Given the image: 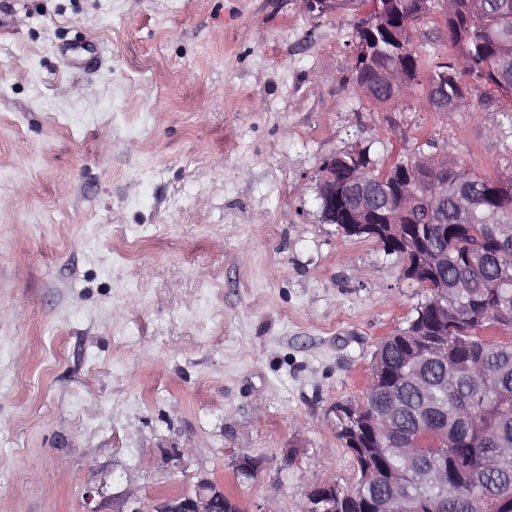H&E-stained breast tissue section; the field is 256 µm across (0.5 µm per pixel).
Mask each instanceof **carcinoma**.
Masks as SVG:
<instances>
[{"instance_id": "1", "label": "carcinoma", "mask_w": 512, "mask_h": 512, "mask_svg": "<svg viewBox=\"0 0 512 512\" xmlns=\"http://www.w3.org/2000/svg\"><path fill=\"white\" fill-rule=\"evenodd\" d=\"M455 12L444 20L448 31V57L436 60L413 51L416 39L393 43L387 39L367 42V30L357 21L348 35L351 44L366 42V51L352 64L353 81L379 85L382 76L398 69L415 78L417 65L448 80L433 82L427 97L451 99L460 94L454 77L471 78L470 91L481 92L483 103L503 112L512 134V0H484L475 12L470 0H455ZM395 34L403 33L400 21L411 18V29L424 17L416 14L413 0H380ZM480 191L500 184L512 196V171L494 174L473 172ZM428 188L421 186L414 211L426 219ZM432 208V207H430ZM432 217L448 223V236L437 234L438 225L425 224L426 243L448 252V264L438 271L448 282V310L437 319L428 302L415 308L406 328L381 342L374 359L385 371L371 384L360 401L336 405L337 438L357 465L354 496L343 512H362L363 504L385 503L393 493L401 495L413 512H428L429 502L444 496L448 512L460 498L475 492L476 512H512V456L484 475L477 485L474 475L483 462L501 448H512V339H484L477 332L502 318L512 323V283L499 281L496 248L481 244L458 224L453 205L432 208ZM389 226L364 227L356 236L380 245L387 256L401 258L386 243ZM465 253H477L478 271L460 265ZM448 337V356L423 360L411 352L419 336ZM442 425L448 441L438 451H427L418 467L408 469L387 454L388 448H407L415 435Z\"/></svg>"}]
</instances>
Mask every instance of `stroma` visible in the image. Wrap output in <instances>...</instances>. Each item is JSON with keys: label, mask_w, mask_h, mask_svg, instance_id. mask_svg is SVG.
Wrapping results in <instances>:
<instances>
[{"label": "stroma", "mask_w": 512, "mask_h": 512, "mask_svg": "<svg viewBox=\"0 0 512 512\" xmlns=\"http://www.w3.org/2000/svg\"><path fill=\"white\" fill-rule=\"evenodd\" d=\"M353 10L0 0V512H126L223 475L249 512L355 481L336 403L425 296L323 223L324 158L435 139L505 168L503 120L349 83ZM138 240L126 261L111 231ZM259 459L237 480L235 460Z\"/></svg>", "instance_id": "1"}]
</instances>
